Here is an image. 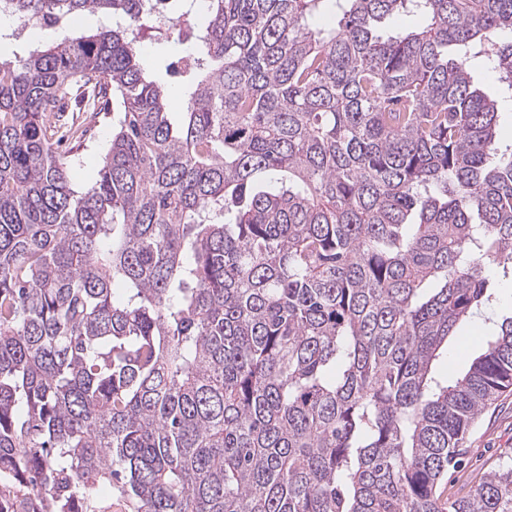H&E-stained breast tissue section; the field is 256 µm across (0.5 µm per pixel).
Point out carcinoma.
Returning a JSON list of instances; mask_svg holds the SVG:
<instances>
[{"label": "carcinoma", "instance_id": "1", "mask_svg": "<svg viewBox=\"0 0 512 512\" xmlns=\"http://www.w3.org/2000/svg\"><path fill=\"white\" fill-rule=\"evenodd\" d=\"M0 59V497L11 512H512V458L438 485L512 388V316L433 369L512 275V0H208L175 73L136 60L152 0ZM400 12L424 25L385 37ZM117 98L98 178L53 148L64 100ZM120 281L124 292L112 296ZM472 75L474 82L491 96L498 95L496 74L489 68L483 58L474 61Z\"/></svg>", "mask_w": 512, "mask_h": 512}]
</instances>
